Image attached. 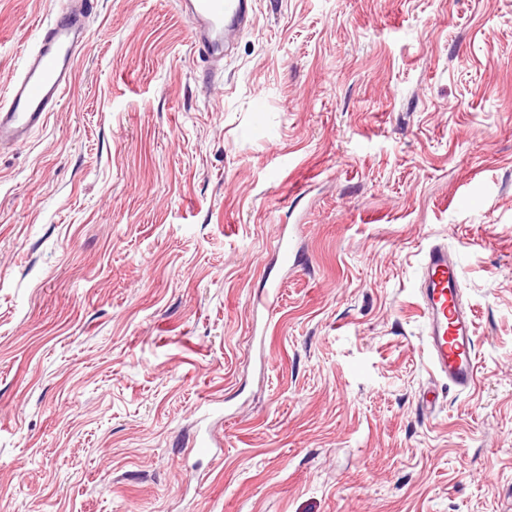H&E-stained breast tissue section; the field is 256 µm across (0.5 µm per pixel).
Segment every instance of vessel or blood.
<instances>
[{
  "label": "vessel or blood",
  "instance_id": "vessel-or-blood-1",
  "mask_svg": "<svg viewBox=\"0 0 512 512\" xmlns=\"http://www.w3.org/2000/svg\"><path fill=\"white\" fill-rule=\"evenodd\" d=\"M96 0H65L42 24L23 54V66L0 87V148L27 142L71 91L79 54L86 43L87 17ZM192 31V46L212 61L237 29L252 26L249 0H179ZM461 265L441 243L429 247L420 281L426 318L425 350L434 372L464 391L476 380V339L461 301Z\"/></svg>",
  "mask_w": 512,
  "mask_h": 512
}]
</instances>
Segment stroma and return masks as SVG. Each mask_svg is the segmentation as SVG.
<instances>
[{
    "label": "stroma",
    "mask_w": 512,
    "mask_h": 512,
    "mask_svg": "<svg viewBox=\"0 0 512 512\" xmlns=\"http://www.w3.org/2000/svg\"><path fill=\"white\" fill-rule=\"evenodd\" d=\"M59 5L0 0V84ZM73 86L0 149V512H512V0H255L215 68L98 0ZM461 265L448 246L432 244L420 281L426 318L425 350L433 371L448 385L466 391L476 380V339L472 318L461 301Z\"/></svg>",
    "instance_id": "1"
}]
</instances>
